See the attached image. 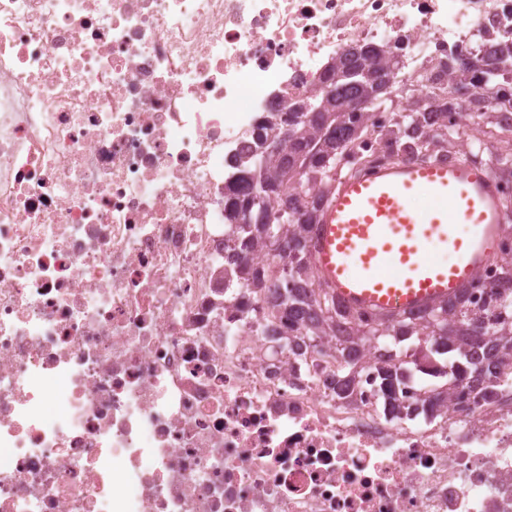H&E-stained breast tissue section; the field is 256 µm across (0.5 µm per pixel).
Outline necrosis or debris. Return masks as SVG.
Returning a JSON list of instances; mask_svg holds the SVG:
<instances>
[{"label":"necrosis or debris","instance_id":"1","mask_svg":"<svg viewBox=\"0 0 512 512\" xmlns=\"http://www.w3.org/2000/svg\"><path fill=\"white\" fill-rule=\"evenodd\" d=\"M505 42L512 0H0V512H512L511 366L438 414L371 344L337 398L345 361L224 246L258 125L349 48L432 93Z\"/></svg>","mask_w":512,"mask_h":512}]
</instances>
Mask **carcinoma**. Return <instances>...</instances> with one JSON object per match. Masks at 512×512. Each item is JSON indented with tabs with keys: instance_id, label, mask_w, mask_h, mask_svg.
<instances>
[{
	"instance_id": "obj_1",
	"label": "carcinoma",
	"mask_w": 512,
	"mask_h": 512,
	"mask_svg": "<svg viewBox=\"0 0 512 512\" xmlns=\"http://www.w3.org/2000/svg\"><path fill=\"white\" fill-rule=\"evenodd\" d=\"M396 64L388 49L362 47L346 51L330 67L331 85L310 97L315 112H294L281 125L267 122L259 128L256 155L242 169L238 186L224 192V224L228 226V242L238 257V272L243 283L251 286L263 283L269 288L288 289L285 302L294 313L303 307L312 311L307 335L310 346L316 348L330 336L340 337L335 353L345 356L355 346L396 342L412 339L413 347L423 352L419 360H410L416 370L431 369L445 379L436 388L432 400H439L448 386L467 376L472 360L478 355L476 339L488 336L493 344L486 353V364L512 359V302L503 301L508 309L502 322L487 326L462 299V289L453 301H447L429 310L413 315H400L391 320H379L369 329L356 326L357 316L343 310L335 301L322 304L316 296L313 266L308 257V241L313 226L319 223L322 208L331 190L339 183L338 167L344 159L356 164L369 153L364 150L369 136L368 113L356 112L351 104L377 91ZM450 92L442 101L429 107L416 106L399 114L381 131L384 145L397 153L416 154L423 150L429 156L455 153L457 141L448 136V126L440 116L461 105L460 89L489 84L505 75H512V44L493 50L486 60L470 57L462 64L458 57L448 64ZM478 128L504 139L512 136V116L493 112H475ZM288 132L282 152L264 156L262 147L270 136ZM297 185L308 187L305 195L293 191ZM288 205L291 219L286 224H268L265 214L269 209ZM249 209L254 223L239 224L240 211ZM265 243L288 258L280 276H273L276 263L263 272L249 264L248 254L257 243ZM404 378L399 369L381 371L383 393L391 398Z\"/></svg>"
}]
</instances>
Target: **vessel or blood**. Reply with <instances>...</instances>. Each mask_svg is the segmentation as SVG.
<instances>
[{
  "label": "vessel or blood",
  "instance_id": "vessel-or-blood-1",
  "mask_svg": "<svg viewBox=\"0 0 512 512\" xmlns=\"http://www.w3.org/2000/svg\"><path fill=\"white\" fill-rule=\"evenodd\" d=\"M422 195L424 209L412 204ZM512 214L484 166L392 161L340 180L309 242L318 284L344 309L387 318L458 295L492 264ZM447 261H438V254Z\"/></svg>",
  "mask_w": 512,
  "mask_h": 512
}]
</instances>
